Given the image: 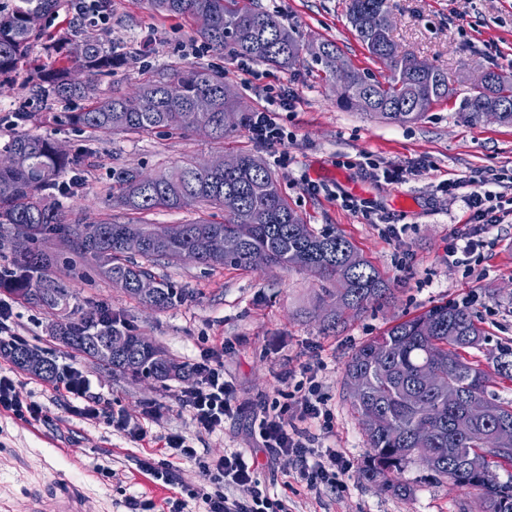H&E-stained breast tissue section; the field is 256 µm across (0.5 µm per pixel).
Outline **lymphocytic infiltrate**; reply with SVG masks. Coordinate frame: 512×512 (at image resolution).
I'll return each instance as SVG.
<instances>
[{"mask_svg":"<svg viewBox=\"0 0 512 512\" xmlns=\"http://www.w3.org/2000/svg\"><path fill=\"white\" fill-rule=\"evenodd\" d=\"M268 103L262 110L253 112L248 131L261 147L277 156L280 164H287L290 156L288 145L293 134L280 123V113L289 111L292 97L285 90L268 88ZM219 353L207 351L195 360L192 369L196 381L184 388L180 397L182 407L188 409L200 429L214 432L223 427L226 417L234 415L238 407L231 384L224 379L218 360ZM307 386L297 404L273 401L264 407L258 423L261 446L272 458H286L297 464L296 476L310 489L343 486L342 478L352 468L341 453L323 452L314 448L310 424L329 428L333 413L328 401L315 381L310 369H302ZM71 404L73 415L94 420L99 416L97 401L89 394V384L82 373L70 368L55 380ZM260 465L255 458L238 450L224 453L204 465L203 473L216 486L214 492L203 494L204 512H288L285 500L271 496L258 477ZM238 490L237 496L225 494V486Z\"/></svg>","mask_w":512,"mask_h":512,"instance_id":"obj_1","label":"lymphocytic infiltrate"}]
</instances>
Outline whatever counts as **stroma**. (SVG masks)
<instances>
[{
    "label": "stroma",
    "mask_w": 512,
    "mask_h": 512,
    "mask_svg": "<svg viewBox=\"0 0 512 512\" xmlns=\"http://www.w3.org/2000/svg\"><path fill=\"white\" fill-rule=\"evenodd\" d=\"M259 2L277 12L284 25L296 27L305 42L335 41L355 69L384 74V66L355 36L344 0ZM391 11V35L399 51L415 53L442 69L454 90L448 101L405 125L341 108L335 83L325 80L311 53H303L300 65L283 70L208 52L185 19L160 15L146 0H112L106 24L94 33L123 60L100 80V90L128 94L143 70L165 74L197 63L222 70L248 113L265 106L266 88L287 89L293 105L281 120L294 135L288 146L292 161L275 164L272 153L259 150L244 127L222 141L192 131L94 140L55 123L54 107L48 104L33 133L52 138L68 151L91 153L85 166L63 177L72 187L63 200L68 218L92 222L110 214L126 220V213L108 206L113 168L158 173L190 159L204 162L257 152L271 165L283 194L305 223L342 233L380 270L394 297L328 331L323 327L325 311L314 308L319 283L308 273L161 260L150 265L154 276L184 289L188 298L178 307L155 310L128 296L93 264L59 257L51 276L73 292L72 304L80 313L106 306L133 334L152 339L185 364L223 346L224 378L233 385L241 409L225 419L220 430H200L178 400L185 381L112 373L53 339L57 317L51 311L14 302L11 325L22 342L54 359L59 369H79L89 380L101 414L93 421L71 416L68 400L55 392L52 382L16 369L0 356V372L13 373L22 393L44 406L41 418L28 422L0 413V512H30L33 495L47 500L58 494L60 477L78 497V512H129L131 498L142 502V512H165L170 497L185 500L184 512H202L199 494L211 484L201 464L229 449L262 462L261 479L271 493L287 501L290 512H467L468 498L427 478L416 464L401 475L412 488L406 496L382 493L359 477L356 468L367 445L344 386V369L364 342L445 302L469 301L476 313L487 334L477 354L484 369L492 367L490 354L512 345V221L485 233L482 247L469 260L451 258V240L473 232L475 226L464 202L465 189L440 187L441 182L460 178L484 180L489 190L512 200V179H497L504 171L512 172V126L486 119L468 123L460 116L470 72L491 67L512 75V0H391ZM365 152L377 155L384 166L406 168L405 179L378 181L352 167L351 159ZM313 181L321 184L320 192L309 191ZM341 193L371 201L373 213L341 208L336 200ZM383 213L397 222V237L385 234L379 219ZM305 367L314 372L334 414L331 429L314 424L310 430L319 448L336 449L354 465L338 493L308 490L297 481L288 460L267 463L254 431L264 404L296 395L295 374ZM120 420L126 429L117 428ZM134 426L146 429L145 439L131 435ZM171 434L184 437L198 456L174 459L185 485L166 487L160 494L140 462L159 454V437ZM105 468L111 477L102 476Z\"/></svg>",
    "instance_id": "stroma-1"
}]
</instances>
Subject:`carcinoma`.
Returning a JSON list of instances; mask_svg holds the SVG:
<instances>
[{
  "mask_svg": "<svg viewBox=\"0 0 512 512\" xmlns=\"http://www.w3.org/2000/svg\"><path fill=\"white\" fill-rule=\"evenodd\" d=\"M163 15L186 16L195 24V34L208 49H228L236 57L290 69L300 63L305 50L301 33L285 25L279 16L257 0H147ZM60 7V0H15L13 8L0 12V80L12 82L29 66L26 77L33 98L69 104L84 100L83 108L54 113L58 123L84 130L92 137L108 134L140 135L157 129L205 130L210 137L244 126L247 114L237 124H224L237 97L224 82V72L198 64L173 74V78L149 75L129 95H106L99 91L100 77L112 74L123 56L107 50L94 37L74 33L60 41L46 33L45 21ZM390 0H348L346 16L358 40L372 59L388 74L379 80L365 74V83L353 72L343 83L338 104L351 108L360 94L371 98L369 113L389 123H411L425 116L410 111L415 99L425 107L448 100L452 90L448 75L437 67L423 70L417 56L397 52L387 21ZM377 15L386 24L370 34L363 21ZM42 47L54 55L46 67L35 63L33 50ZM327 76H337L342 64L336 44L323 40L312 51ZM200 99L209 102L204 112L193 108ZM512 102V83L493 80L484 91L464 97L462 116L480 119L484 104ZM41 118L25 105L13 112L17 132L0 148V231L13 230L28 238L30 249L13 257V269L0 273V293L47 310L70 305L72 294L50 276L55 255L42 244L56 239L92 262L128 295L159 309L175 308L187 299L182 288L156 280L136 257L181 259L198 254L197 263L250 269L251 253L267 252L270 263L288 271L311 273L326 286L316 294L315 307L341 299L344 308L330 313L326 328L333 329L391 296L381 272L344 236L318 231L304 222L282 195L278 180L262 160L251 152L239 154L241 168L218 172L207 163L188 161L151 176L137 168L112 169L111 207L136 215L125 223L112 219L85 223L66 218L59 196L69 192L62 175L85 164L87 153H71L53 139L28 130ZM206 205L224 212V220L206 218L186 224H150L144 217L159 209L182 210ZM224 237V257H212L206 241ZM139 238L138 255L124 248L127 237ZM148 279L154 287L143 293L139 283ZM117 332L112 311L100 308L89 315L61 324L55 338L80 354L96 353L93 340ZM129 346L112 355V371L132 377L165 381L186 378L185 364L171 368L173 359L159 347L141 345L130 335ZM486 336L467 304L435 305L425 313L401 321L383 334L360 345L345 367V384L358 386L349 393L360 418L369 451L359 467L362 479L378 490L396 495L411 492L400 480L404 468L423 458L430 465L429 477L447 483L450 489L471 496L475 512H512V483H502L495 466L512 465V441L496 445L492 437L512 434V401L490 391L493 377L512 381V348L493 356L494 372L468 359L480 349ZM29 351L23 343L0 345V355L19 369L46 380L58 376L55 362L44 365L21 360ZM472 400L486 404L483 420L466 416Z\"/></svg>",
  "mask_w": 512,
  "mask_h": 512,
  "instance_id": "1",
  "label": "carcinoma"
}]
</instances>
